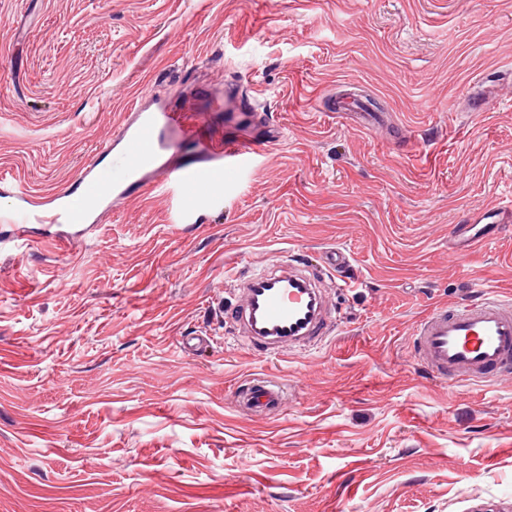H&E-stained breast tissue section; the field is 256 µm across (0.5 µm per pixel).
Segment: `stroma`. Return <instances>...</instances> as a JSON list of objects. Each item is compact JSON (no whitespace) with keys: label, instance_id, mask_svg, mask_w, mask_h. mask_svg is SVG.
<instances>
[{"label":"stroma","instance_id":"1","mask_svg":"<svg viewBox=\"0 0 512 512\" xmlns=\"http://www.w3.org/2000/svg\"><path fill=\"white\" fill-rule=\"evenodd\" d=\"M210 77L282 131L222 208L174 224L147 190L68 250L0 224V512H512V376L451 386L412 347L434 306L512 299V226L448 243L512 203V0H0V170L116 173L126 106ZM330 247L359 286L324 275L322 342L247 350L240 277ZM255 377L279 411L236 407ZM494 217H498V224L489 230L478 227L481 224H452L448 229V238L451 241L458 240L463 243L464 251H470L484 243L486 238H493L499 235L506 226L512 222V205L509 203L504 208L492 209Z\"/></svg>","mask_w":512,"mask_h":512}]
</instances>
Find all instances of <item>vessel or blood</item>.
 Instances as JSON below:
<instances>
[{
  "label": "vessel or blood",
  "instance_id": "obj_1",
  "mask_svg": "<svg viewBox=\"0 0 512 512\" xmlns=\"http://www.w3.org/2000/svg\"><path fill=\"white\" fill-rule=\"evenodd\" d=\"M220 100L210 89L195 90L185 98L153 108L139 102L112 141L121 177L109 180L95 171L78 178L74 189L52 200L59 216L77 227L80 235L92 233L104 214L131 199L143 188L175 191L183 222H194L206 206L224 192V182L240 177L262 155L266 140L251 100H236L224 113V138L208 139L204 131ZM19 207L15 223L34 212L39 199L21 182L11 185ZM496 230L475 224H453L450 240L473 250ZM349 255L338 248L322 253V271L341 277L344 287ZM242 306L230 316L240 325L247 346L269 352L309 348L327 327V309L313 274L300 263L282 265L242 279ZM413 351L423 368L450 385L486 382L512 365V303L485 298L455 307L440 305L422 318L415 330ZM284 396L274 380L255 378L234 390V400L247 410L270 413Z\"/></svg>",
  "mask_w": 512,
  "mask_h": 512
}]
</instances>
